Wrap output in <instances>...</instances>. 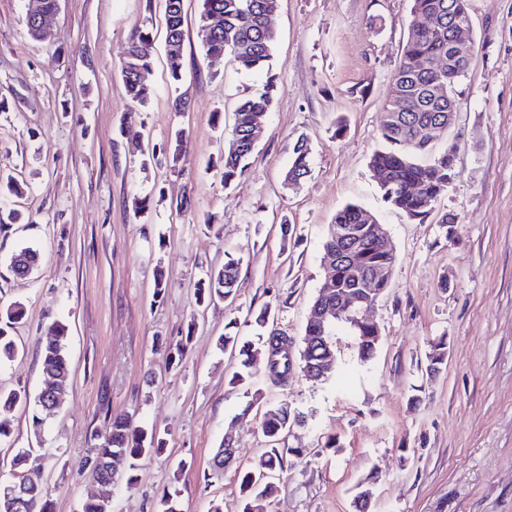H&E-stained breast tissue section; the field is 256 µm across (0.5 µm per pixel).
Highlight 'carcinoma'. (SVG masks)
I'll return each mask as SVG.
<instances>
[{
	"instance_id": "carcinoma-1",
	"label": "carcinoma",
	"mask_w": 512,
	"mask_h": 512,
	"mask_svg": "<svg viewBox=\"0 0 512 512\" xmlns=\"http://www.w3.org/2000/svg\"><path fill=\"white\" fill-rule=\"evenodd\" d=\"M198 32L203 53L207 57L229 56L244 70H260L270 67L272 51L277 40L270 19L278 8V0H199ZM213 15L223 17L219 30L210 29ZM408 38L397 66L391 88V99L380 111L379 127L384 146L376 150L369 161L371 177L384 200L411 220H423L448 188L455 177V167L448 152H456L455 144L438 147L436 136L428 131L435 125L448 123V102L439 101L432 95L439 84L446 87L448 96L455 97L456 85L467 69L457 68L439 71L433 61L448 54V22L469 21L470 0H411ZM166 67L169 77L182 79L183 50L185 42L184 0H165ZM153 41L151 32L143 27L131 30L128 37L126 58L121 75L128 96L144 106L153 93L151 76L153 55L143 45ZM274 101V81L269 78L263 88L243 96L234 110L233 138L224 149V163L216 174L224 185L229 186L246 175L253 154L251 136L255 124L271 110ZM404 102L397 109L396 102ZM309 149L305 139L297 140L294 160L285 174L284 185L297 186L309 173ZM377 217L355 204H348L336 212L329 224L324 247L336 245L340 237L338 229L348 226L355 231L353 241L347 247L345 263L331 283L321 282L314 303L327 302L336 308L331 321L321 325L306 322L301 339L299 358L290 361L282 353L273 361L279 377L275 381L286 383L296 369L306 365L324 367V371L312 376V380H324L332 375L336 360L334 336L336 328L345 326L354 336L358 357L367 360L373 356L380 340L379 326L363 317V310L338 303L336 291L350 290L362 299L372 300L383 296L390 288L391 278L370 283L374 271L382 267L392 273L395 251H384L373 240L372 228ZM240 259L227 253L224 264L210 271L198 288L202 303L223 300L235 287ZM256 340L239 343L237 334L227 332L221 337V345L239 349L242 357L240 370L228 379L233 387H250L253 376L250 371L255 353L280 343L294 341L287 332L277 328L271 318V309L264 307L254 314ZM66 325L55 321L49 324L41 338L43 372L58 377L57 384L65 385L70 374V362L66 352ZM18 352L13 337L0 326V363L11 361ZM447 343L434 344L427 356L426 376L434 378L447 359ZM27 400L26 391L0 392V413L9 412ZM59 410L57 398L41 392L35 398V411L31 422L38 433L41 426ZM304 416L288 404L267 405L261 415L260 429L269 440L264 460L256 468L239 470V494L245 502L242 512H253V501L273 493L276 474L284 471L288 456L298 452L296 448L279 445V437L291 427L302 423ZM162 452V442L156 433L138 426L126 416H115L103 441L93 448L89 461V476L97 484V493L85 500L80 512H111L112 490L117 478L126 484L135 483L137 460L148 454ZM31 464L30 453L19 451L13 458V481L21 480V472ZM11 481V482H13ZM11 482H0V512H51L46 493L34 483L28 485V508L20 509L10 495Z\"/></svg>"
}]
</instances>
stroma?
Instances as JSON below:
<instances>
[{
    "label": "stroma",
    "instance_id": "1",
    "mask_svg": "<svg viewBox=\"0 0 512 512\" xmlns=\"http://www.w3.org/2000/svg\"><path fill=\"white\" fill-rule=\"evenodd\" d=\"M164 0H59L45 38H33L24 0H0V174L22 191L0 195L18 220L0 226V306L20 303L11 330L19 353L0 365V391L44 388L42 328L67 327L70 376L57 416L34 435L31 409L1 419L0 477L16 449L36 459L28 478L52 512H79L96 492L81 466L125 414L164 443L118 482L112 512H160L179 492L180 512H240L238 471L267 439L246 413L243 389L225 384L237 358L221 349L228 322L249 335L250 311L270 306L301 338L324 270L328 225L345 204L373 212L397 259L387 293L367 315L379 346L360 360L346 328L323 382L294 374L271 383L253 360L262 404L305 415L286 434L293 453L261 512H355L359 485L377 512H512V0H472V62L457 86L456 176L423 221L389 206L368 167L383 141L382 107L405 45L410 0H279L270 73L205 57L198 0H184V78L170 85ZM154 28V95L142 108L120 67L129 31ZM275 103L246 177L223 185L214 168L232 137V111L266 79ZM186 92L188 111L172 101ZM310 173L282 185L298 137ZM182 139L176 164L152 146ZM189 194L191 206L176 209ZM457 217L454 234L437 222ZM36 269L10 267L21 247ZM241 257L233 301L199 306L197 288L225 253ZM164 292L155 295L156 277ZM191 341L169 363L166 345ZM448 342L447 365L427 379L426 356ZM421 402H413L414 393ZM232 436L237 463L211 472ZM335 447H327L328 439Z\"/></svg>",
    "mask_w": 512,
    "mask_h": 512
}]
</instances>
